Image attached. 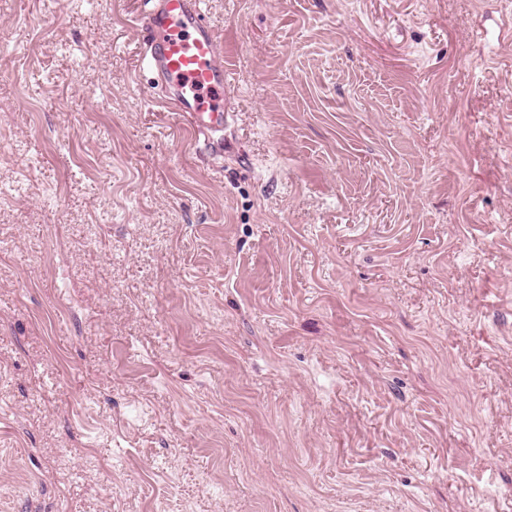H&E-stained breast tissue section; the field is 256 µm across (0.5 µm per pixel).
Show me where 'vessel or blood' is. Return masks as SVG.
I'll return each mask as SVG.
<instances>
[{
    "label": "vessel or blood",
    "mask_w": 512,
    "mask_h": 512,
    "mask_svg": "<svg viewBox=\"0 0 512 512\" xmlns=\"http://www.w3.org/2000/svg\"><path fill=\"white\" fill-rule=\"evenodd\" d=\"M136 14L149 70L162 81L160 102L176 112L210 151H221L229 113L224 106V54L209 25L204 0H150Z\"/></svg>",
    "instance_id": "b4317fda"
}]
</instances>
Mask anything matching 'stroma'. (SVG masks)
<instances>
[{
  "mask_svg": "<svg viewBox=\"0 0 512 512\" xmlns=\"http://www.w3.org/2000/svg\"><path fill=\"white\" fill-rule=\"evenodd\" d=\"M204 8L0 0V512H512V0ZM134 17L147 49L143 61L162 81L160 103L176 112L212 152L224 146V54L203 0H149ZM222 133V134H220Z\"/></svg>",
  "mask_w": 512,
  "mask_h": 512,
  "instance_id": "stroma-1",
  "label": "stroma"
}]
</instances>
